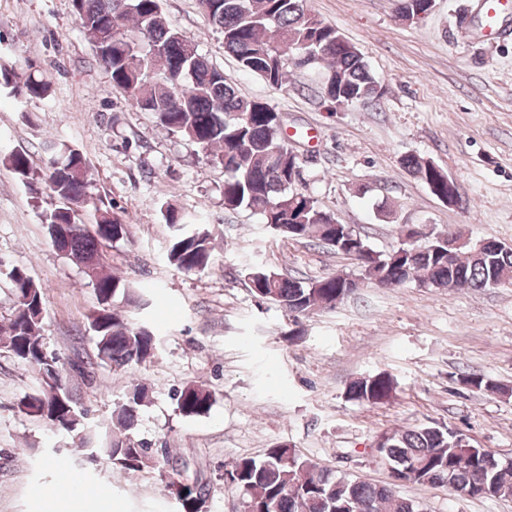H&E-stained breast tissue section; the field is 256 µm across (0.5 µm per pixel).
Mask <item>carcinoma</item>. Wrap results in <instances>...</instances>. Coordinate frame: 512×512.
<instances>
[{
  "label": "carcinoma",
  "mask_w": 512,
  "mask_h": 512,
  "mask_svg": "<svg viewBox=\"0 0 512 512\" xmlns=\"http://www.w3.org/2000/svg\"><path fill=\"white\" fill-rule=\"evenodd\" d=\"M428 0H398V15L407 21L427 9ZM201 12L224 34V50L242 70L270 86L288 84V67H323V92L338 105L373 102L382 87L371 74L357 47L337 28L312 14L306 0H198ZM81 29L90 37L95 62L111 77L113 86L136 101L158 124L200 149L204 158L224 168V208H248L261 216L277 236L329 246L338 220L318 201L288 182V171L300 165L291 154L266 102L245 97L226 81L224 72L201 55L195 42L164 16L161 0H73ZM0 91L16 99L44 100L50 93L47 77L32 63L19 78L16 69L0 65ZM43 166L31 155L11 151L0 159L40 202L41 188L49 191L51 207L42 211L51 247L80 265L92 283L98 306L88 315L95 341V358L115 371H128L152 359L159 349L154 328L129 314L145 309L143 290L107 272L104 248L132 239V225L90 191L89 163L71 145L45 147ZM403 164L424 184L438 176L424 159L408 155ZM94 210V222L80 212ZM165 223L174 228L167 260L179 272L197 274L212 265L213 234L192 215L167 205ZM417 245L401 242L387 253L366 241L355 249L344 244L336 252L351 257L362 277L382 286L418 282L435 288H497L512 284V250L489 244L478 252L463 248L448 255V237L408 230ZM246 275L251 293L276 304L298 321L336 307V299L353 292L351 282L338 274L319 279L284 277L261 266ZM0 281L11 294L12 306L0 348L9 358L34 373L37 387L19 401L21 412L42 421L50 430L71 439L69 447L84 448L87 460L103 455L116 469L136 474L148 466L158 472L165 488L187 490L173 497L175 512H196L199 500L210 498V483L189 463L169 450H155L132 436L138 414L148 402L147 389L133 385L113 412L105 444L93 445L88 410L67 388L56 355L45 336L42 287L22 267L0 269ZM460 380L475 389L500 392L477 374ZM386 373L358 379L347 388L350 399L369 404L388 401L394 392ZM185 417L203 416L214 394L202 385L188 384L174 394ZM464 434L447 426H419L387 435L381 452L392 462L419 464L412 481L462 490L472 498L512 497V465L507 466L483 448L463 447ZM229 473L244 492L250 512H425L421 504L398 496L385 486L337 476L302 458L295 449L276 445L261 458L243 457Z\"/></svg>",
  "instance_id": "obj_1"
}]
</instances>
